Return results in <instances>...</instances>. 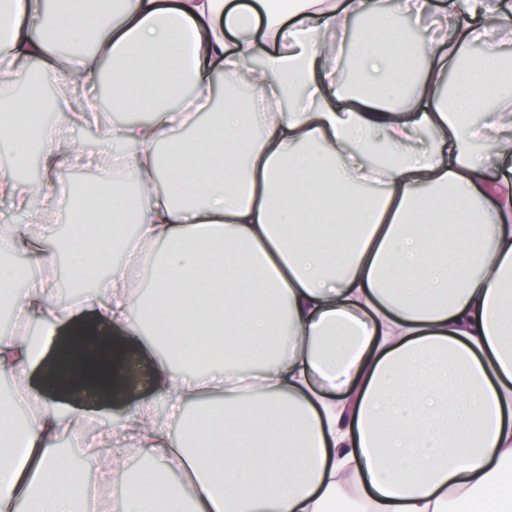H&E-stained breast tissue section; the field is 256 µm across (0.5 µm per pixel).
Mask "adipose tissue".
Instances as JSON below:
<instances>
[{"label": "adipose tissue", "instance_id": "adipose-tissue-1", "mask_svg": "<svg viewBox=\"0 0 512 512\" xmlns=\"http://www.w3.org/2000/svg\"><path fill=\"white\" fill-rule=\"evenodd\" d=\"M464 3L415 32L398 19L430 0H0L1 84L31 61L46 84L69 73L54 110L88 124L106 75L150 114L107 130L114 174L80 195L53 175L83 151L16 118L36 96L0 103L14 159L0 197L25 217L0 225V249L31 257L1 262L0 288L28 281L13 301L24 320H70L51 301L58 255L76 276L102 244L145 251L152 300L113 262L77 308L127 336L146 312L173 317L178 349L214 359L180 373L165 356L166 417L145 399L91 435L55 412L54 384L29 385L46 351L1 331L0 374L18 385L0 401V512H512V184L487 178L512 158V16L502 0ZM361 18L366 90L350 96L325 51ZM206 63L248 94L216 105ZM178 127L194 133L173 139ZM33 152L49 175L37 184L15 174ZM95 201L110 222L89 235ZM101 342L110 359L79 381L121 394L127 343ZM29 402L38 412L14 428ZM64 437L84 451L78 488L63 483ZM132 447L153 462L146 478L125 475Z\"/></svg>", "mask_w": 512, "mask_h": 512}]
</instances>
